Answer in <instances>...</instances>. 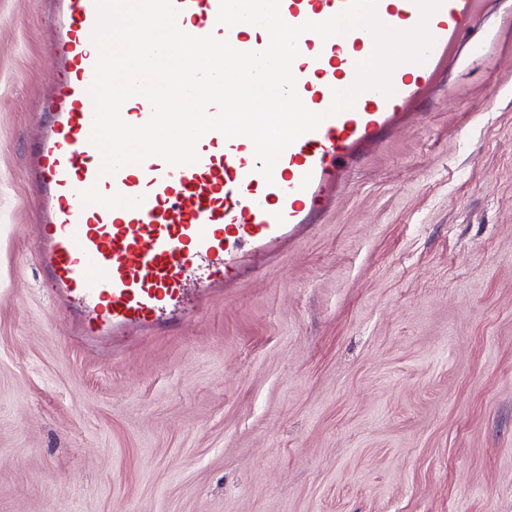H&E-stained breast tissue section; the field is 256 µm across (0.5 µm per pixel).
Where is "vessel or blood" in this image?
Here are the masks:
<instances>
[{
    "label": "vessel or blood",
    "instance_id": "b4317fda",
    "mask_svg": "<svg viewBox=\"0 0 512 512\" xmlns=\"http://www.w3.org/2000/svg\"><path fill=\"white\" fill-rule=\"evenodd\" d=\"M50 53L56 83L50 107L26 158L42 233L38 256L58 306L83 316L87 334L163 333L182 317L190 278L201 288L235 287L313 235L334 211L352 170L412 124L458 68L466 46H478L481 15L495 0H443L422 19L416 0H377L387 26L426 21L433 39L424 63L397 65L391 94L363 91L353 108L326 119L288 146L272 180L260 172L252 141L211 131L198 142L196 163L172 167L153 156L100 175L91 149L97 48L96 0H50ZM348 0H280L285 22H321ZM184 32L228 40L240 51L265 49L217 20L220 0H174ZM292 70L297 92L314 112L332 92L350 87L358 62L375 49L372 33L355 29L329 39L313 32L298 40Z\"/></svg>",
    "mask_w": 512,
    "mask_h": 512
}]
</instances>
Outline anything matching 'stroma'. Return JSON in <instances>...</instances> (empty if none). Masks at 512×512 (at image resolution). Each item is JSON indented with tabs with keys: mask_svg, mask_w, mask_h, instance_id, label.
Instances as JSON below:
<instances>
[{
	"mask_svg": "<svg viewBox=\"0 0 512 512\" xmlns=\"http://www.w3.org/2000/svg\"><path fill=\"white\" fill-rule=\"evenodd\" d=\"M509 12L282 263L92 347L25 170L49 5L0 0V512H512Z\"/></svg>",
	"mask_w": 512,
	"mask_h": 512,
	"instance_id": "obj_1",
	"label": "stroma"
}]
</instances>
